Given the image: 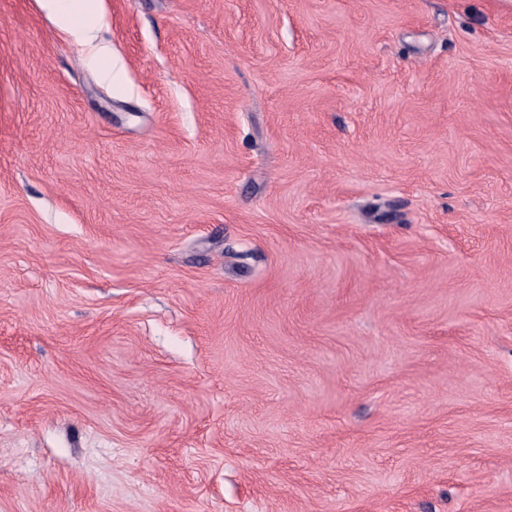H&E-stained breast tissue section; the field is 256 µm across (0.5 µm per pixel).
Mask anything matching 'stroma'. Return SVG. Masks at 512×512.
<instances>
[{"instance_id":"1","label":"stroma","mask_w":512,"mask_h":512,"mask_svg":"<svg viewBox=\"0 0 512 512\" xmlns=\"http://www.w3.org/2000/svg\"><path fill=\"white\" fill-rule=\"evenodd\" d=\"M0 512H512V9L0 0ZM43 7L55 16L61 30L75 39L87 40L97 27L100 0H42Z\"/></svg>"}]
</instances>
